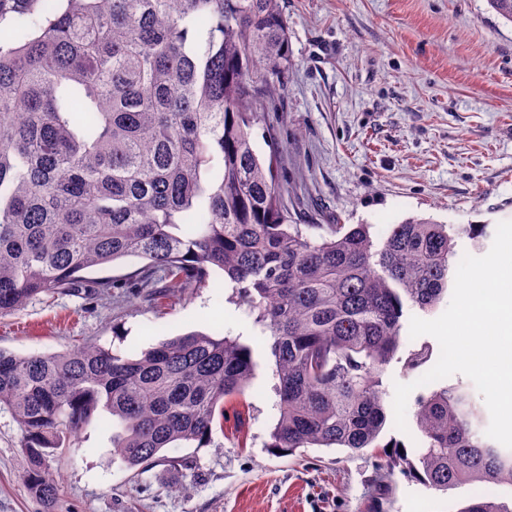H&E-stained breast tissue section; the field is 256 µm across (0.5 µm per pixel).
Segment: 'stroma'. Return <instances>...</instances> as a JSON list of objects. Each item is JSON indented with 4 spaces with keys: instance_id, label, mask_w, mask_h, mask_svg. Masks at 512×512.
<instances>
[{
    "instance_id": "obj_1",
    "label": "stroma",
    "mask_w": 512,
    "mask_h": 512,
    "mask_svg": "<svg viewBox=\"0 0 512 512\" xmlns=\"http://www.w3.org/2000/svg\"><path fill=\"white\" fill-rule=\"evenodd\" d=\"M292 64L284 92L253 130L280 145L276 170L296 224H367L374 240L411 216L457 230L512 220V24L487 0H280ZM200 331L249 345L245 395L225 406L206 447L175 449L189 469L137 473L115 456L111 423H92L56 464L61 512H459L477 495L512 508V488L440 492L386 468L383 450L266 448L275 421V362L246 306L212 274L206 287L156 307L113 290L34 300L0 318V349L50 354L94 340L133 356ZM435 338L400 332L382 383L393 400L408 353ZM20 429L0 410V512H39L24 483Z\"/></svg>"
}]
</instances>
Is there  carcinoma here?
Wrapping results in <instances>:
<instances>
[{
	"mask_svg": "<svg viewBox=\"0 0 512 512\" xmlns=\"http://www.w3.org/2000/svg\"><path fill=\"white\" fill-rule=\"evenodd\" d=\"M0 316L41 297L139 288L147 301L235 288L269 340L278 418L265 447H376L379 378L407 308L448 292V225L408 218L373 241L367 224H292L270 154L252 130L291 65L279 0H0ZM24 104V111L15 107ZM136 257L123 282L83 273ZM430 347L409 352V374ZM255 370L238 339L191 332L125 356L84 341L52 354L0 350V409L17 422L24 480L57 512L56 463L99 410L130 468L165 462L224 429V404ZM425 442L414 469L431 487H512V452L485 433L486 406L463 385L418 399ZM459 512H512L475 497Z\"/></svg>",
	"mask_w": 512,
	"mask_h": 512,
	"instance_id": "carcinoma-1",
	"label": "carcinoma"
}]
</instances>
